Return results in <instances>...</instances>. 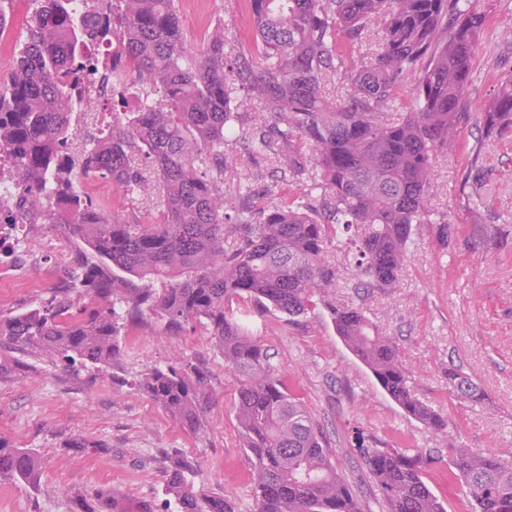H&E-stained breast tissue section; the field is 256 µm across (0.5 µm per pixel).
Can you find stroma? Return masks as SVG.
<instances>
[{
	"instance_id": "stroma-1",
	"label": "stroma",
	"mask_w": 512,
	"mask_h": 512,
	"mask_svg": "<svg viewBox=\"0 0 512 512\" xmlns=\"http://www.w3.org/2000/svg\"><path fill=\"white\" fill-rule=\"evenodd\" d=\"M192 51L209 30L224 29V51L232 62H257L253 21L246 0H176ZM10 21L0 33L9 48L0 54V74L11 72L15 49L24 39L27 0H13ZM512 72V0H491L473 60L468 87L470 118L453 151L439 154L429 190L430 223L420 225L410 245L398 288L358 296L337 289L336 305H357L380 332L395 337L419 401L446 420L443 431L427 429L408 416L379 387L368 369L345 347L325 307L288 322L280 312L254 313L251 328L269 348L271 363L289 393L305 407L326 436L333 463L359 500L362 512H386V504L358 453L359 446H397L408 454L441 455L424 478L445 512H473L461 481L445 475L456 448L495 450L512 465V138L482 140L478 118L500 78ZM239 137L225 145L230 165L227 187L251 185L277 202L299 194L275 151L257 153L249 141L250 116H242ZM480 157H473V148ZM478 160L484 175L480 197H471L463 176ZM446 220L456 233L449 246L436 237ZM495 221L502 235L484 252L468 248L479 225ZM57 255L34 263L0 264V307L16 310L48 298L58 284ZM122 368L127 377L166 362L172 352L204 364L215 402L208 433L199 438L171 420L145 394L109 376L74 373L40 364L29 378L0 384V436L37 449L45 492L0 484V512H71L74 490L107 488L124 500L127 512L162 500L164 464L159 449L173 448L197 465L196 483L227 497L235 512H254L253 468L240 440L235 414L237 378L224 366L212 336L202 328L163 333L148 320L127 330ZM472 378L475 399L457 397L449 369ZM72 438L90 441L83 452L66 453Z\"/></svg>"
}]
</instances>
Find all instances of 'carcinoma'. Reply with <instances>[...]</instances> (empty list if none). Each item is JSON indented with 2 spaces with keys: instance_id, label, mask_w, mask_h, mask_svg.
<instances>
[{
  "instance_id": "cac0c4a2",
  "label": "carcinoma",
  "mask_w": 512,
  "mask_h": 512,
  "mask_svg": "<svg viewBox=\"0 0 512 512\" xmlns=\"http://www.w3.org/2000/svg\"><path fill=\"white\" fill-rule=\"evenodd\" d=\"M27 35L0 92V161L20 186L0 204L24 223L65 227L74 248L65 285L20 310H0V383L28 377L35 360L74 372L110 373L144 392L196 436L212 403L208 371L176 359L133 380L119 376L122 330L156 318L168 334L205 328L239 376L236 417L253 466L255 512H361L332 463L320 428L285 389L264 344L247 324L252 309L292 318L326 307L341 341L409 416L440 431L445 420L408 385L396 340L362 308L338 307L339 283L327 243L343 242L355 290L399 283L408 243L426 220L438 152L457 144L468 119L466 93L486 10L480 0H250L258 69L240 99L224 53V28L189 53L175 0H97L77 15L71 0H27ZM379 50L361 52L371 27ZM113 45L107 136L70 149L84 62ZM415 75L411 111L385 107ZM341 77L345 96L324 84ZM255 112L254 150L279 146L283 172L303 193L272 205L252 187L224 192V143L239 110ZM484 138L512 135V73L502 76L479 117ZM108 179L125 196L159 197L143 219L108 215L78 189L80 177ZM486 224L473 247L487 248ZM238 308H233V305ZM461 398L472 379L448 371ZM389 512H445L424 481L439 458L400 448H358ZM166 464L163 512H234L224 495L196 485L195 463L177 451ZM449 478L464 481L476 512H512V467L490 450L459 448ZM42 492L40 458L0 437V482ZM73 512H126L110 489L71 493Z\"/></svg>"
}]
</instances>
